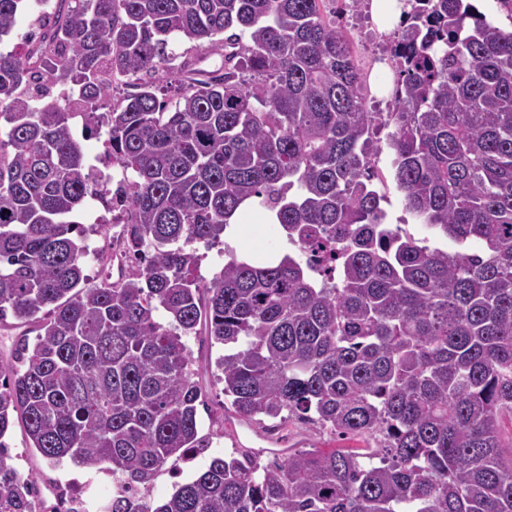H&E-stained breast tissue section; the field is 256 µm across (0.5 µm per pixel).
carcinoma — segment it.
<instances>
[{
  "instance_id": "1",
  "label": "carcinoma",
  "mask_w": 512,
  "mask_h": 512,
  "mask_svg": "<svg viewBox=\"0 0 512 512\" xmlns=\"http://www.w3.org/2000/svg\"><path fill=\"white\" fill-rule=\"evenodd\" d=\"M22 2L0 0V37ZM324 2L56 0L25 52L0 51V325L22 329L0 361V512H41L5 462L14 419L50 463L137 489L203 447L192 334L224 346L235 416L368 446L215 457L160 503L102 512H512V30L471 0H401L389 111L370 112ZM177 36L223 45L224 72L174 65ZM56 86L131 175L137 260L96 288L66 217L110 191ZM383 140L405 211L453 248L385 223ZM256 204L299 255L231 252L202 282L185 245Z\"/></svg>"
}]
</instances>
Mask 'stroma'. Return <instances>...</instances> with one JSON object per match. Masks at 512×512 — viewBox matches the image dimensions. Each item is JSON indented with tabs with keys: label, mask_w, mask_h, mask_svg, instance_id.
I'll return each mask as SVG.
<instances>
[{
	"label": "stroma",
	"mask_w": 512,
	"mask_h": 512,
	"mask_svg": "<svg viewBox=\"0 0 512 512\" xmlns=\"http://www.w3.org/2000/svg\"><path fill=\"white\" fill-rule=\"evenodd\" d=\"M326 7L335 12L337 27L345 31L350 39L357 66L360 70L371 73L363 88L367 108L373 112L388 111L393 73L388 65L382 64L381 58L386 54L390 31L380 29L370 10L353 6L352 0H328ZM391 161V152L383 151L377 167L378 178L388 197L383 205L386 221L401 225L415 237H424L426 231L423 226L416 224L403 209L401 196L391 176ZM228 247L239 254L264 250L288 253L292 250L284 235L268 231L266 225L258 223L256 218H248L242 222L240 232L229 244L210 246L202 242L192 243V250L200 258L198 273L203 280H210L223 268L224 250ZM185 342L192 356L203 359L205 363L199 381L207 394L210 410L199 415V435L206 446L185 459L167 462L151 484L143 490L148 501L158 503L167 499L179 485L191 481L215 457H237L257 448L347 447V440L308 422L290 420L285 430L279 432L274 430L272 419L245 421L231 415L224 408V383L220 371L214 365L216 358L224 353L223 346L209 345L201 336L186 337ZM7 441L9 465L22 477L38 479L41 495L45 497L47 504L55 502V487L66 484L73 477L90 482L96 491L112 487L109 474L77 465L71 460H64L56 466L49 465L36 449L31 448L20 424H13Z\"/></svg>",
	"instance_id": "stroma-1"
}]
</instances>
